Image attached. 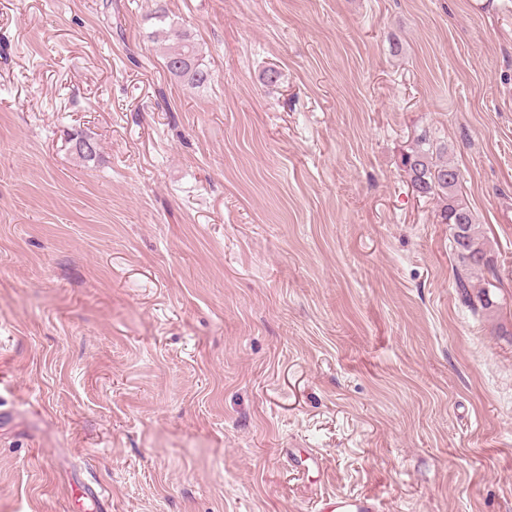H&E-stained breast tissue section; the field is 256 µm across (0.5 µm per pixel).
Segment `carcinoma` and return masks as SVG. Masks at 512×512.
<instances>
[{
	"label": "carcinoma",
	"mask_w": 512,
	"mask_h": 512,
	"mask_svg": "<svg viewBox=\"0 0 512 512\" xmlns=\"http://www.w3.org/2000/svg\"><path fill=\"white\" fill-rule=\"evenodd\" d=\"M154 36L171 42L165 56V67L171 75L190 88L210 82V70L202 63L189 33L171 23L156 30ZM402 165L418 193L445 201L443 220L450 227L449 248L457 260L454 280L461 302L474 315L493 312L498 306L493 291L496 284L489 281L486 286L471 292L475 274L496 275L497 259L489 247L483 225L476 223L469 207L459 198V170L444 160L441 150L425 137L403 155Z\"/></svg>",
	"instance_id": "obj_1"
}]
</instances>
